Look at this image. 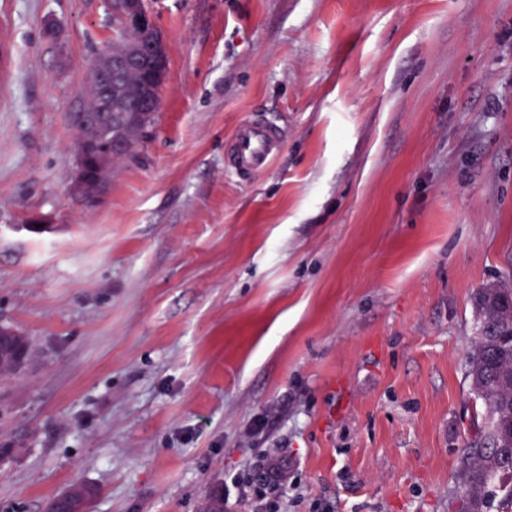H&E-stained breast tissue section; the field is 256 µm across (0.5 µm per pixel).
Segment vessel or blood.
Listing matches in <instances>:
<instances>
[{
	"mask_svg": "<svg viewBox=\"0 0 512 512\" xmlns=\"http://www.w3.org/2000/svg\"><path fill=\"white\" fill-rule=\"evenodd\" d=\"M282 145L279 131L267 124L244 123L232 138V164L242 175L266 168Z\"/></svg>",
	"mask_w": 512,
	"mask_h": 512,
	"instance_id": "vessel-or-blood-1",
	"label": "vessel or blood"
}]
</instances>
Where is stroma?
Listing matches in <instances>:
<instances>
[{
  "instance_id": "35a3bbf8",
  "label": "stroma",
  "mask_w": 512,
  "mask_h": 512,
  "mask_svg": "<svg viewBox=\"0 0 512 512\" xmlns=\"http://www.w3.org/2000/svg\"><path fill=\"white\" fill-rule=\"evenodd\" d=\"M160 106L70 190L104 0H0V512H458L512 279V0H151ZM285 140L250 179L243 122ZM282 462L276 490L261 465ZM14 336L12 338L5 337L3 343V355L5 352L11 348V346H16L19 350H21V354L18 357H11L5 359L3 362L1 361V336H0V376L2 375H14L16 374L23 362H24V352L25 348L28 347V342L24 336H20L16 332L13 331Z\"/></svg>"
}]
</instances>
